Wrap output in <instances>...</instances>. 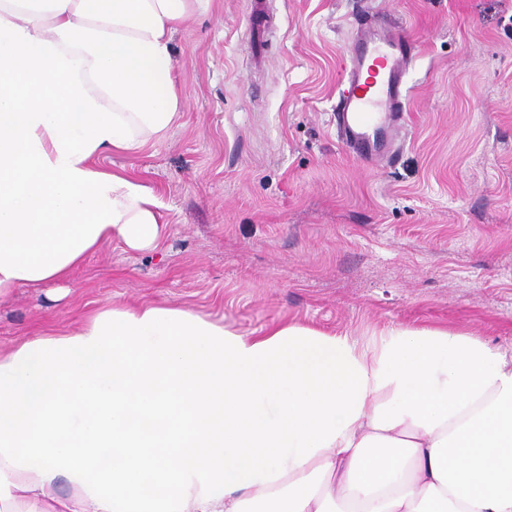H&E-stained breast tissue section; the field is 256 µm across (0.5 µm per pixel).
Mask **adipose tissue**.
<instances>
[{"label":"adipose tissue","mask_w":512,"mask_h":512,"mask_svg":"<svg viewBox=\"0 0 512 512\" xmlns=\"http://www.w3.org/2000/svg\"><path fill=\"white\" fill-rule=\"evenodd\" d=\"M210 7L0 0V300L158 246L154 192L95 161L166 138L173 35ZM0 512H512V357L460 331L100 310L0 351Z\"/></svg>","instance_id":"ef3b65f1"}]
</instances>
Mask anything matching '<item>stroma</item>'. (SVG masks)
<instances>
[{
    "mask_svg": "<svg viewBox=\"0 0 512 512\" xmlns=\"http://www.w3.org/2000/svg\"><path fill=\"white\" fill-rule=\"evenodd\" d=\"M366 11L419 46L404 139L378 166L332 115ZM172 47L181 119L99 159L152 189L165 237L104 246L68 287L16 289L0 350L157 304L252 336L430 327L512 354V0H212Z\"/></svg>",
    "mask_w": 512,
    "mask_h": 512,
    "instance_id": "obj_1",
    "label": "stroma"
}]
</instances>
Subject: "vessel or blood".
I'll return each mask as SVG.
<instances>
[{
	"label": "vessel or blood",
	"mask_w": 512,
	"mask_h": 512,
	"mask_svg": "<svg viewBox=\"0 0 512 512\" xmlns=\"http://www.w3.org/2000/svg\"><path fill=\"white\" fill-rule=\"evenodd\" d=\"M415 48L403 31L361 21L347 78L338 91L336 130L360 161L383 162L405 129V78Z\"/></svg>",
	"instance_id": "obj_1"
}]
</instances>
